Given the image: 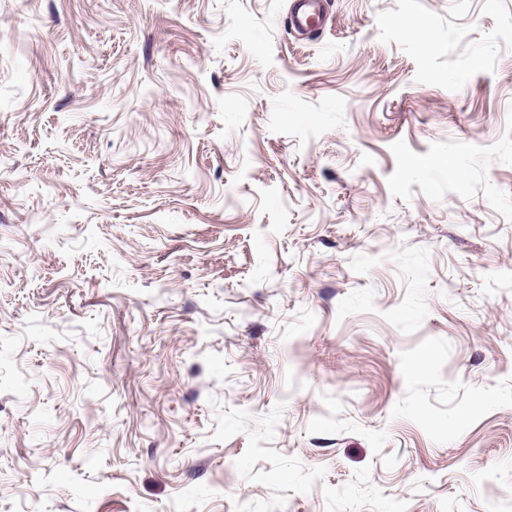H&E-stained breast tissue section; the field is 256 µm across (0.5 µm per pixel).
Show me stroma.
<instances>
[{
    "label": "stroma",
    "mask_w": 512,
    "mask_h": 512,
    "mask_svg": "<svg viewBox=\"0 0 512 512\" xmlns=\"http://www.w3.org/2000/svg\"><path fill=\"white\" fill-rule=\"evenodd\" d=\"M0 0V512H512V0ZM328 0H293L288 16L291 30L299 36L324 30L329 23Z\"/></svg>",
    "instance_id": "stroma-1"
}]
</instances>
